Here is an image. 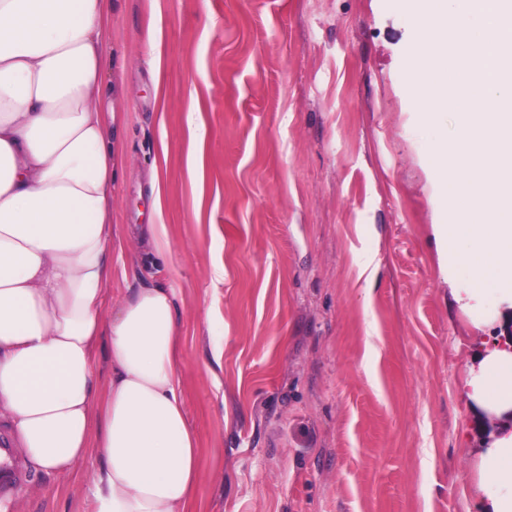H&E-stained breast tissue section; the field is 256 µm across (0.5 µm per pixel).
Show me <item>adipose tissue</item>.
Returning <instances> with one entry per match:
<instances>
[{
    "mask_svg": "<svg viewBox=\"0 0 512 512\" xmlns=\"http://www.w3.org/2000/svg\"><path fill=\"white\" fill-rule=\"evenodd\" d=\"M449 1L393 0L414 23L405 91L435 131L423 162L441 272L478 332L462 391L489 424L483 493L490 512H512V0H453L473 25ZM110 5L0 0V419L35 469L95 454L93 512H190L200 445L176 291L142 283L101 318L115 239L117 147L99 105Z\"/></svg>",
    "mask_w": 512,
    "mask_h": 512,
    "instance_id": "adipose-tissue-1",
    "label": "adipose tissue"
}]
</instances>
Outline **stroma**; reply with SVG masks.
<instances>
[{"mask_svg":"<svg viewBox=\"0 0 512 512\" xmlns=\"http://www.w3.org/2000/svg\"><path fill=\"white\" fill-rule=\"evenodd\" d=\"M109 30L113 218L166 225L170 251L123 238L105 304L140 276L177 290L193 512H478L475 338L441 274L409 19L391 0H112ZM96 465L22 470L0 512H92Z\"/></svg>","mask_w":512,"mask_h":512,"instance_id":"35a3bbf8","label":"stroma"}]
</instances>
